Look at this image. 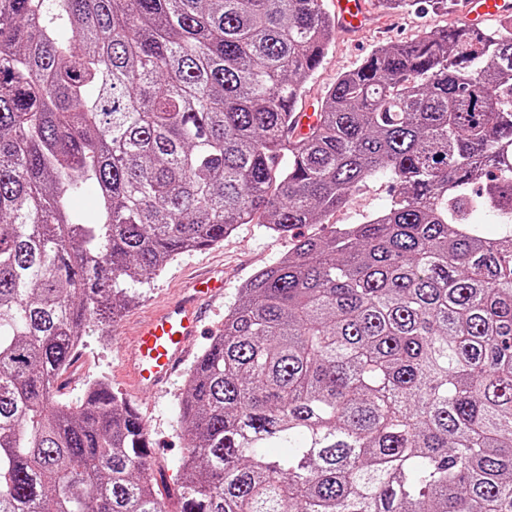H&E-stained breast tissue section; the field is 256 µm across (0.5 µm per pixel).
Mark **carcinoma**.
<instances>
[{
    "instance_id": "obj_1",
    "label": "carcinoma",
    "mask_w": 512,
    "mask_h": 512,
    "mask_svg": "<svg viewBox=\"0 0 512 512\" xmlns=\"http://www.w3.org/2000/svg\"><path fill=\"white\" fill-rule=\"evenodd\" d=\"M334 30L323 0H0V512H170L140 415L56 381L180 255L377 174L389 206L295 240L197 354L177 512H512V16L377 46L291 143Z\"/></svg>"
}]
</instances>
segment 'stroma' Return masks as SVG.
<instances>
[{
  "label": "stroma",
  "instance_id": "obj_1",
  "mask_svg": "<svg viewBox=\"0 0 512 512\" xmlns=\"http://www.w3.org/2000/svg\"><path fill=\"white\" fill-rule=\"evenodd\" d=\"M384 19L382 26L366 30L353 38L336 34L322 65L304 83L301 107L320 108L328 87L336 77L358 64L376 44L411 39L424 30L461 21L462 15L454 6L445 13H388ZM390 194L388 178L383 175L373 177L352 196L346 207L328 213L321 223L297 226L293 236L322 235L341 224L363 223L383 210ZM292 238L269 232L260 224H242L223 242L179 256L162 273L141 286L137 303L113 322L107 345H100L95 338H88L73 366L71 395H80L85 380L101 376L111 381L113 390L126 393L120 348L131 344L135 325L176 296L185 277L220 266L227 281L224 300L208 311L205 331L209 337L216 334L223 327L224 314L229 304L234 302L242 284L257 269L283 258L292 247ZM185 377V371H178L165 392L144 397L138 403V411L152 443L155 466L170 479L176 475L185 444L177 408V398L183 389Z\"/></svg>",
  "mask_w": 512,
  "mask_h": 512
}]
</instances>
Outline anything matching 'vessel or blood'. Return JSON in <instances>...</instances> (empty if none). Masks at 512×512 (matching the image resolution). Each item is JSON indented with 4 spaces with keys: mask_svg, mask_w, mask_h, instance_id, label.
Listing matches in <instances>:
<instances>
[{
    "mask_svg": "<svg viewBox=\"0 0 512 512\" xmlns=\"http://www.w3.org/2000/svg\"><path fill=\"white\" fill-rule=\"evenodd\" d=\"M463 5L473 20L512 14V0H463ZM333 17L337 28L352 36L374 26L377 20L367 0H333ZM223 291V276L206 274L191 282L177 300L140 322L126 352L134 390L156 391L170 382L202 334L207 302Z\"/></svg>",
    "mask_w": 512,
    "mask_h": 512,
    "instance_id": "1",
    "label": "vessel or blood"
}]
</instances>
